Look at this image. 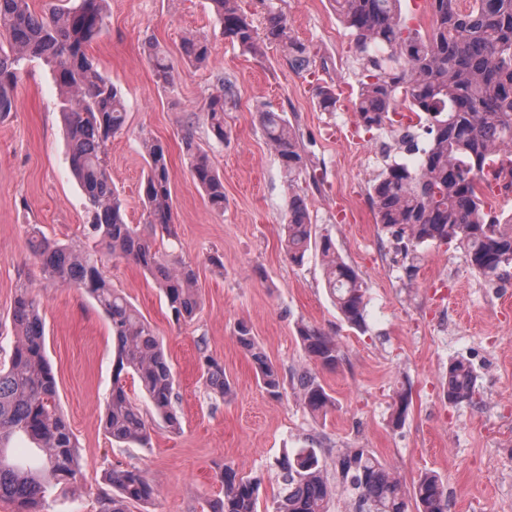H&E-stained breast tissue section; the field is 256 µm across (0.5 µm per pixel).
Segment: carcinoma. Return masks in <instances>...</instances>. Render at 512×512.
Wrapping results in <instances>:
<instances>
[{
	"instance_id": "1",
	"label": "carcinoma",
	"mask_w": 512,
	"mask_h": 512,
	"mask_svg": "<svg viewBox=\"0 0 512 512\" xmlns=\"http://www.w3.org/2000/svg\"><path fill=\"white\" fill-rule=\"evenodd\" d=\"M428 2L432 26L423 34L402 18L400 0H333L364 60L365 80L356 95L360 122L380 129L390 114L405 108L430 136L414 166L388 165L372 185L370 198L376 222L396 236L415 245L453 242L473 271L492 277L512 266V214H489L484 198L487 170L493 167L501 189L512 190V0H470L465 11L458 8L459 0ZM103 3L80 0L71 8L37 14L28 0H0V115L14 107L22 62L35 57L46 61L60 88L69 160L85 197L93 246L63 245L34 234L31 249L48 278L83 289L108 318L115 360L104 430L116 442L144 445L149 440L147 422L121 377L138 379L157 415L177 429L174 374L150 322L102 276L99 251L126 258L148 273L178 323L196 315L201 295L191 266L170 262L138 227L126 223L112 184L106 145L124 129L125 103L121 89L97 70L87 53L106 28ZM210 3L224 37L243 51L259 55L265 43L274 42L288 51L297 69L309 66L307 48L292 35L282 10L268 7L260 33L240 0ZM182 49L185 62L192 66L210 55L203 35L185 38ZM148 52L156 81L174 86V66L167 55L155 45ZM237 105L233 87L218 78L202 106L216 142H224V113ZM259 122L288 180H299L308 163L296 130L279 112L261 110ZM142 149L148 166L143 186L147 223L174 239L165 149L152 137L143 138ZM183 153L212 209L224 211V181L208 152L188 137ZM284 229V247L293 263L302 264L313 247L320 250L336 309L349 326L363 329V282L336 252L330 236L313 237L306 196L290 197ZM12 320L17 341L8 364L0 365V501L14 505L15 512H38L51 481L75 477L78 443L58 402L42 316L26 282L17 287ZM235 333L265 391L280 397L283 380L250 327L241 322ZM299 337L322 367L333 369L342 360L339 343L319 329L302 326ZM203 367L206 386L228 397L232 385L224 367L209 355L204 356ZM299 384L300 399L311 413L323 415L333 406L317 374L302 375ZM474 395L471 365L462 359L450 363L448 402L471 403ZM15 435L26 437L41 451L40 467L31 469L10 458L6 442ZM220 479L223 497L206 502V512H257L260 479L240 477L228 465ZM278 482L272 512H327L332 487L316 449H295L281 464ZM109 483L113 492L102 496L100 512H127L128 504L148 503L157 493L155 484L137 468L112 469ZM336 486L348 496L352 512H448L439 475L426 472L408 489L368 448H347L336 456Z\"/></svg>"
}]
</instances>
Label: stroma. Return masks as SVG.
I'll use <instances>...</instances> for the list:
<instances>
[{"label":"stroma","instance_id":"1","mask_svg":"<svg viewBox=\"0 0 512 512\" xmlns=\"http://www.w3.org/2000/svg\"><path fill=\"white\" fill-rule=\"evenodd\" d=\"M294 36L310 53L308 70L292 66L281 46L253 56L224 38L209 0H106L107 27L87 49L104 77L121 90L126 126L107 145L112 182L125 220L144 225L147 170L139 139L164 146L178 238L150 229L154 247L196 273L202 306L176 323L152 278L125 258L102 255L99 268L154 326L174 373L179 430L156 416L138 380L124 377L128 395L149 426L147 446L112 441L103 428L112 389L110 325L83 290L45 278L28 241L32 232L61 244H85V198L68 159L59 94L38 58L21 67L12 112L0 116V361L14 346L17 286L28 282L45 325L46 351L62 410L78 440L75 483L50 484L43 512H100L112 467L144 470L158 488L128 512H201L220 498L224 465L262 479L258 508L278 491V464L308 444L324 451L328 481L336 457L368 448L405 482L425 472L441 476L448 512H512V267L488 278L474 272L455 244L419 246L377 224L369 190L387 163L407 161L411 147L398 125L365 130L352 101L362 77L359 53L332 0H277ZM207 37L211 53L185 64L186 35ZM157 42L174 61L175 89L157 83L145 45ZM223 74L238 106L224 116L223 143L211 138L202 104ZM331 86L335 111L320 108L317 89ZM286 115L308 160L307 178L289 181L263 135L258 112ZM208 150L224 178V209L215 211L194 182L182 153L184 138ZM307 197L317 233L331 235L338 253L367 289L364 330L349 327L325 285L321 255L290 262L280 246L288 200ZM246 322L284 380L270 397L235 329ZM313 326L338 341L343 357L326 369L309 358L298 337ZM224 367L230 399L202 378V355ZM467 360L476 377L474 403L450 404V361ZM316 373L335 401L312 417L299 399L297 378ZM410 404L400 426L389 422L400 392Z\"/></svg>","mask_w":512,"mask_h":512}]
</instances>
